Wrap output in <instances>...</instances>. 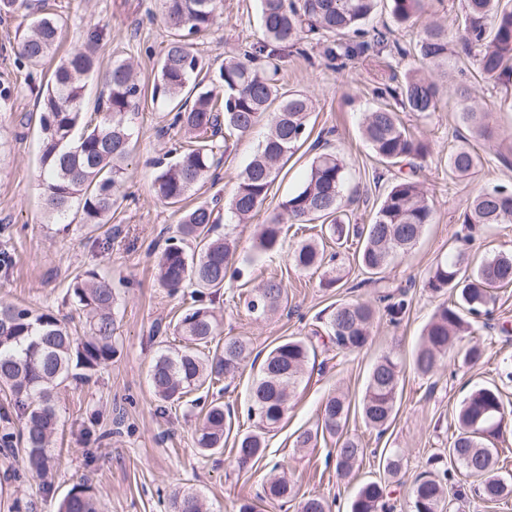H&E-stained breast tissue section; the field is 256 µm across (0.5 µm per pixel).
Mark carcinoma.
I'll return each instance as SVG.
<instances>
[{
  "instance_id": "cac0c4a2",
  "label": "carcinoma",
  "mask_w": 512,
  "mask_h": 512,
  "mask_svg": "<svg viewBox=\"0 0 512 512\" xmlns=\"http://www.w3.org/2000/svg\"><path fill=\"white\" fill-rule=\"evenodd\" d=\"M217 0H163V16L173 31L158 64L150 96L153 102L173 107L171 125L189 135V145H173L166 159L157 161L153 188L164 204L183 202L199 183L215 177L219 161L212 137L224 130V137L245 136L265 119L268 132L254 159L239 176L232 197L224 208L237 223L246 224L269 195L282 166L308 138V121L313 103L303 92L279 93L273 62L277 51L294 47L309 36L329 40L325 57L332 62L352 57L371 46H389L404 55L407 49L390 41V32L364 29L378 0H258L263 39L252 45L248 57L224 59L213 77L210 65L201 57L190 37L207 31L213 24ZM395 21L405 25L424 11L426 0H390ZM59 36V22L51 17L35 18L18 40V59L37 65L52 55ZM471 60L487 80L512 81V0H463L461 23L450 28L441 23L424 25L414 45L416 56L439 68L448 62V51ZM266 57L269 70L254 66ZM95 59L89 52L68 55L54 68L45 87L39 90L38 115L42 134L41 156L49 212L56 219L77 206L80 223L99 226L108 223L119 188L127 178L126 161L131 153V133L124 122L136 99L142 95L133 65L113 63L104 75L94 118L85 120L83 102ZM385 92L393 99L381 103L363 120L361 134L380 163L387 168L414 166L430 153L429 143L410 132L399 118L401 112L426 117L436 111L442 94L432 74L415 72ZM471 134H486V113L473 108L462 113ZM480 157L461 144L448 156V166L457 176L474 171ZM347 181L346 165L335 152L315 154L302 184L279 204L280 212L268 224L260 225L252 242L257 253L281 248V224L288 219L299 223L320 221L328 226L339 244L355 238L360 244L357 260L370 277L364 280L383 289L378 304L340 303L325 322L328 342L336 349L353 352L367 346L379 313L398 323L408 310L406 292L387 290L381 277L397 259L416 245L434 213L422 184L411 176L393 175L384 188L372 221L350 224L341 210ZM512 222V188L495 185L471 198L463 212L462 232L456 234L461 246L429 272L425 286L440 297L455 294L452 303H439L425 325L421 344L414 355L416 371L428 376L442 361L460 358L466 364L479 362L484 346L475 342L455 349V342L471 336L482 317L496 302L495 291L512 285V254L500 253L470 269H462L465 249L478 224ZM215 207L200 204L183 212L177 236L159 253L161 285L175 294L189 285L192 305L185 309L175 329L184 340L181 347H165L156 356L149 373L155 397L161 402L178 401L204 385L210 387L233 378L250 354L249 343L229 337L224 344L204 353L218 335L219 323L206 299L224 288L227 275H241L231 269L238 242L226 232L215 233ZM292 265L301 270L324 263V250L306 240L289 254ZM84 318V334L74 335L65 319L52 310L33 311L16 305H0V392L9 401L0 404V456L7 463L6 479L23 483L38 479L51 491L52 472L58 464L52 438L58 428L55 400L57 391L71 381H89L112 362L115 348V289L112 281L94 271L78 276L68 288ZM287 299L282 282L268 280L251 290L246 307L257 316L280 308ZM318 331L314 335L322 334ZM313 344L290 339L275 345L260 365L248 393L247 416L257 420L259 431L238 437L234 448L241 467L263 457L266 444L262 432L276 427L288 412L291 394L305 375ZM401 368L384 355L372 367L361 402L366 426L383 433L396 415ZM350 404L342 395L326 399L320 408V431H304L296 447L314 448L318 433L336 438V473L348 476L366 456L361 440L344 434ZM231 413L213 401L196 429L194 444L202 453L224 447V430ZM459 431L450 448V461L459 472L481 481L479 497L485 503L512 497V480L497 471L494 441L503 436L509 423L498 387H479L464 400L457 416ZM452 478L448 469L427 471L414 482L413 512H445ZM298 492L287 472L275 467L264 483V498L285 505L297 501L296 512H327L319 496L297 498ZM387 486L368 481L351 503V512H384ZM172 512H208L200 493L187 491L172 499ZM57 512H99L92 488L73 485L60 501Z\"/></svg>"
}]
</instances>
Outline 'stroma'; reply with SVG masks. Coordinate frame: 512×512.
<instances>
[{
    "instance_id": "stroma-1",
    "label": "stroma",
    "mask_w": 512,
    "mask_h": 512,
    "mask_svg": "<svg viewBox=\"0 0 512 512\" xmlns=\"http://www.w3.org/2000/svg\"><path fill=\"white\" fill-rule=\"evenodd\" d=\"M30 2L29 14L0 17V89L11 92L7 105L0 107V251L8 250L13 257L11 266L0 270V302L38 311L50 309L80 326L67 290L75 277L88 270L112 279L118 301L112 362L92 381L74 382L59 392L55 446L62 453L63 466L55 476L53 492L44 493L34 480L12 484V491L27 501L31 512H57L68 490L83 481L97 494L101 512H171L174 495L187 490L201 493L211 512H238L245 501L255 502L258 512H284L260 497L263 483L278 464L287 469L300 493L323 498L330 512H350L358 488L370 479L387 483L389 512H410L409 493L416 477L429 458L448 455L464 398L474 388L494 385L512 410V382L504 378L505 368L512 366V286L497 290L489 325L477 331L486 348L479 363L447 362L431 377L418 374L413 366L423 328L439 303L426 288V279L436 262L453 249L460 214L481 189L512 185V84L493 85L473 63L452 55L448 76L467 87L468 99L442 95L438 111L427 118L401 113L405 127L431 145L429 155L417 161L415 176L434 210V221L419 243L385 273L393 284L406 288L407 313L397 325L387 317L378 318L372 340L362 350L340 352L330 345L317 346L286 420L266 436L264 457L242 470L233 446L238 433L255 427L246 410L257 355L291 337L311 339L337 304L376 298L373 288L361 284L364 273L354 260L355 244L337 245L316 228L285 224L281 250L247 262L242 256L249 254L256 225L268 223L281 200L303 182L316 148L343 156L348 172L345 212L352 223H370L384 190L376 176L385 167L363 141L360 127L365 113L378 103L377 90L403 80L422 63L415 55L400 57L374 47L330 63L323 55L324 41L310 39L285 49L278 58L280 90L305 92L314 102L311 134L280 171L251 223L230 227L239 242L240 257L234 265L241 275L225 280L214 306L221 315V337L247 339L252 355L234 378L223 382L222 400L232 413L224 448L203 455L194 444L202 417L195 400L206 397V389L163 404L148 384L153 359L161 346L174 345L173 325L191 304L189 288L170 294L154 270V258L174 236L180 218L176 208L160 202L154 193V162L184 134L172 126L168 107L141 100L126 116L134 149L109 223L97 230L76 222L62 227L44 205L41 134L35 117L38 90L51 66H23L16 56L17 37L29 17L57 19L61 32L56 57L87 50L96 59V74L88 81L84 104L85 112H93L100 75L113 62L131 61L140 82L152 85L158 61L171 40L161 0ZM459 13L460 0H428L415 25L401 26L391 15L389 0H380L370 23L389 29L393 39L407 47L415 41L419 27L433 21L451 23ZM261 37L258 0H220L213 24L195 36L193 43L199 54L218 64L225 56L248 50ZM470 107L491 112L487 138H471L460 121L461 112ZM266 131L261 123L250 136L231 139L228 151L218 156L216 179L196 186L186 206L228 200ZM464 141L480 155L481 163L474 173L457 178L448 172V155ZM309 236L323 238L329 259L319 268L302 271L291 264L287 252ZM497 252H512V223L482 227L467 245L466 258L474 265ZM333 274L338 275V282L326 287ZM272 278L286 285L288 301L275 316L255 318L247 312L241 295ZM385 354L402 363V392L394 421L379 437L365 427L358 405L371 367ZM336 394L345 395L351 405L346 432L358 437L368 450L360 468L347 479L336 474L333 438L318 440L313 448L294 446L298 433L316 429L321 402ZM94 416L99 419L98 431H110L111 436L90 443L83 430ZM383 448L398 449L402 455V468L396 475L384 470L378 455ZM90 452L95 462L89 466L85 456Z\"/></svg>"
}]
</instances>
